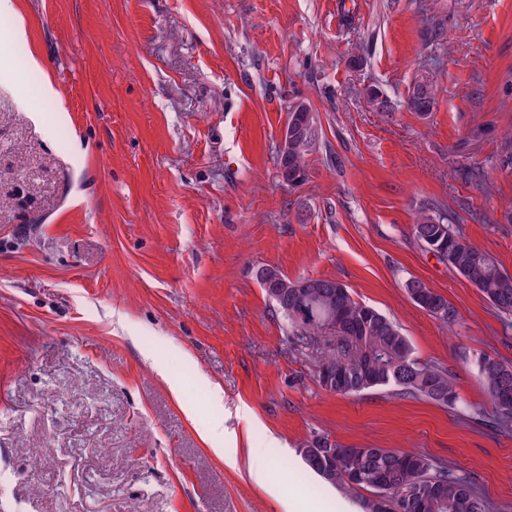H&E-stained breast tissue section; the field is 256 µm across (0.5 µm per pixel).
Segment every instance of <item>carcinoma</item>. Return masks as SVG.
Returning a JSON list of instances; mask_svg holds the SVG:
<instances>
[{
	"instance_id": "1",
	"label": "carcinoma",
	"mask_w": 512,
	"mask_h": 512,
	"mask_svg": "<svg viewBox=\"0 0 512 512\" xmlns=\"http://www.w3.org/2000/svg\"><path fill=\"white\" fill-rule=\"evenodd\" d=\"M436 95L433 84L417 81L408 107L413 112H430ZM309 155L308 150L288 148V168L307 177ZM413 233L437 252L439 261L478 288L499 313L512 315V275L458 235L445 217L422 210ZM266 271L278 284V296H270L277 312L309 332L334 328L343 338L338 351L318 362L315 378L321 388L337 395H357L391 386L405 397L450 408L459 403L448 368L418 359L398 326L378 310L355 301L345 285L325 278L290 280L271 267ZM433 299L430 316L446 325L454 323L456 310L448 300L437 293ZM478 375L492 405L494 424L512 429V365L485 356L478 362ZM307 447L326 452V466L305 459L313 472L347 493L367 492L360 497L361 512H387L388 494L394 495L397 512H497L495 503L474 480L436 464L427 455L342 445L327 437H317Z\"/></svg>"
}]
</instances>
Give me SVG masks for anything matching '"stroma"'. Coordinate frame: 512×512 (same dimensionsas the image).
I'll use <instances>...</instances> for the list:
<instances>
[{
	"label": "stroma",
	"mask_w": 512,
	"mask_h": 512,
	"mask_svg": "<svg viewBox=\"0 0 512 512\" xmlns=\"http://www.w3.org/2000/svg\"><path fill=\"white\" fill-rule=\"evenodd\" d=\"M17 10L25 40L0 42V512H360L303 460L317 436L443 460L512 512V431L474 412L479 358L512 365V318L413 233L441 209L512 274V0ZM422 79L425 115L407 107ZM297 101L320 137L289 186L275 146ZM266 266L345 284L448 366L460 403L325 391L339 339L275 312ZM218 421L237 467L203 438ZM436 88L426 81H417L408 96V107L411 111L432 112L436 100ZM412 283H417L423 287L424 284L418 280H414ZM410 285V288H408V293L410 294V297L411 299L419 306L421 307L423 310H425V306L416 299V297L414 296L413 294V291H412V288H416L415 289V294L419 297V299L423 300L427 297V295L429 294L426 289L433 295V299H434V308L431 309L432 312H427L430 316H432L435 320L443 323V324H453L456 320V317H457V314H456V310L454 309L453 306H451L449 303H448V300L445 299L442 295L440 294H437L435 292H433L432 290H430L429 288H425L423 289V287L419 286V285Z\"/></svg>",
	"instance_id": "stroma-1"
}]
</instances>
